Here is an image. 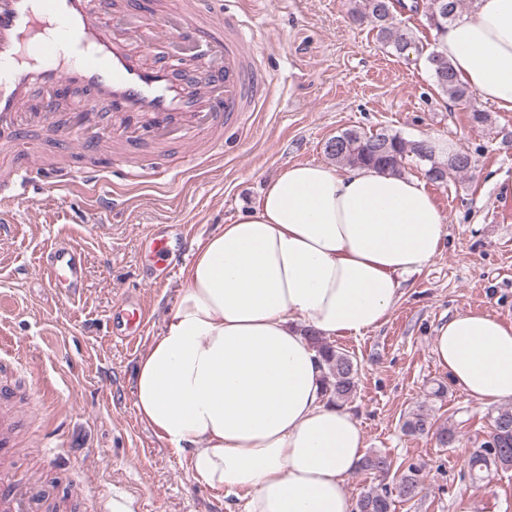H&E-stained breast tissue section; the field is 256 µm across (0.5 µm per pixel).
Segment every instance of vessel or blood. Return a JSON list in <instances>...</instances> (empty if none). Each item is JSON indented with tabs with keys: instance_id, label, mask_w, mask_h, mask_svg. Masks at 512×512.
<instances>
[{
	"instance_id": "vessel-or-blood-1",
	"label": "vessel or blood",
	"mask_w": 512,
	"mask_h": 512,
	"mask_svg": "<svg viewBox=\"0 0 512 512\" xmlns=\"http://www.w3.org/2000/svg\"><path fill=\"white\" fill-rule=\"evenodd\" d=\"M140 9L141 0H0V150L21 158L1 177L17 187L43 176L39 157L26 149L35 132L62 149H77L85 160L119 143L129 180L156 169L143 147L173 136L192 145L211 132L200 161L223 156L224 129L246 123L270 93L271 77L251 54L246 22L228 12L223 28L215 29L187 15L185 38L209 45L214 62L177 76L153 58L150 42L113 25L114 15ZM73 88L84 108L65 121L55 100ZM41 270L48 287L74 295L83 287L82 254L69 242L55 243ZM115 311L126 322L128 338L139 336L145 325L141 309L121 302ZM22 413L0 388L1 449L9 448ZM45 510L40 484L0 472V512Z\"/></svg>"
}]
</instances>
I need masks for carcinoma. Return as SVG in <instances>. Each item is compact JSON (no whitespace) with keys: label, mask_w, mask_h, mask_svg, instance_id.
I'll list each match as a JSON object with an SVG mask.
<instances>
[{"label":"carcinoma","mask_w":512,"mask_h":512,"mask_svg":"<svg viewBox=\"0 0 512 512\" xmlns=\"http://www.w3.org/2000/svg\"><path fill=\"white\" fill-rule=\"evenodd\" d=\"M354 20L369 23L376 30L377 38L392 51L399 54L414 44L411 32L394 24L388 18L391 0H350ZM465 0H428L425 18L429 27L441 35L448 23L461 15ZM426 63L434 78L435 86L451 100L470 112L471 123L482 126L489 115L473 103V94L459 81L452 65L442 58L438 50L426 56ZM325 154L336 163L355 166H374L399 173L406 159L412 158L428 165L426 177L431 173H466L473 167L471 156L464 151H455L446 160L435 157L434 147L425 139L407 140L399 133L387 129L375 132L346 129L330 138ZM307 338L325 364L322 377L328 401L338 406L350 401L357 393L359 368L353 356L330 345L315 332L306 331ZM433 428L430 414L419 408L411 413L403 424L409 435L428 434ZM494 465L503 470L512 468V407L502 408L493 417L491 431L479 450L469 459L472 478H482V472ZM360 468L382 476L392 468V460L382 454L369 453L361 461ZM421 491V469L410 464L401 470L394 488L385 484L373 486L363 492L356 501L355 512H393L395 498L404 501L415 498Z\"/></svg>","instance_id":"1"}]
</instances>
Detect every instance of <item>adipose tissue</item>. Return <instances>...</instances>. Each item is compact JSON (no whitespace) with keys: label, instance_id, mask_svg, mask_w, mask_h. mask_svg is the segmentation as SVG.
Wrapping results in <instances>:
<instances>
[{"label":"adipose tissue","instance_id":"adipose-tissue-1","mask_svg":"<svg viewBox=\"0 0 512 512\" xmlns=\"http://www.w3.org/2000/svg\"><path fill=\"white\" fill-rule=\"evenodd\" d=\"M438 50L477 100L512 112V0H476ZM447 235L418 177L288 165L252 212L198 242L136 366L140 419L189 453L197 479L239 493L241 512H354L345 484L364 436L352 411L328 403L305 332L381 326ZM433 351L478 405L512 400V324L461 311L437 328Z\"/></svg>","mask_w":512,"mask_h":512}]
</instances>
